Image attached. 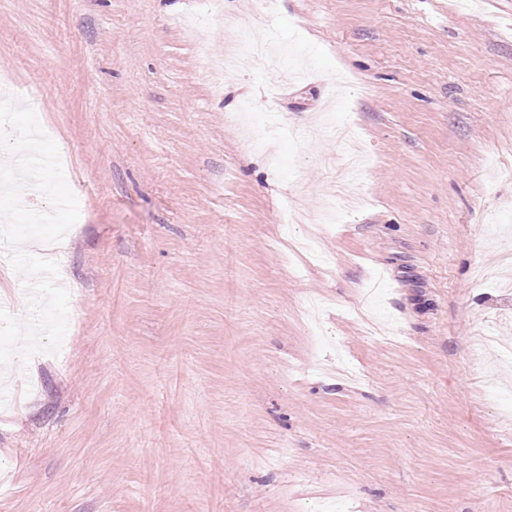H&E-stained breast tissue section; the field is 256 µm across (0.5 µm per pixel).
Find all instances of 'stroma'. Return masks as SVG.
<instances>
[{
	"label": "stroma",
	"instance_id": "obj_1",
	"mask_svg": "<svg viewBox=\"0 0 512 512\" xmlns=\"http://www.w3.org/2000/svg\"><path fill=\"white\" fill-rule=\"evenodd\" d=\"M248 15L292 48L213 63ZM81 199L62 352L0 380V512H512V0H0ZM304 142L249 148L241 104ZM356 125L371 204L311 219ZM295 198L308 223L283 225Z\"/></svg>",
	"mask_w": 512,
	"mask_h": 512
}]
</instances>
